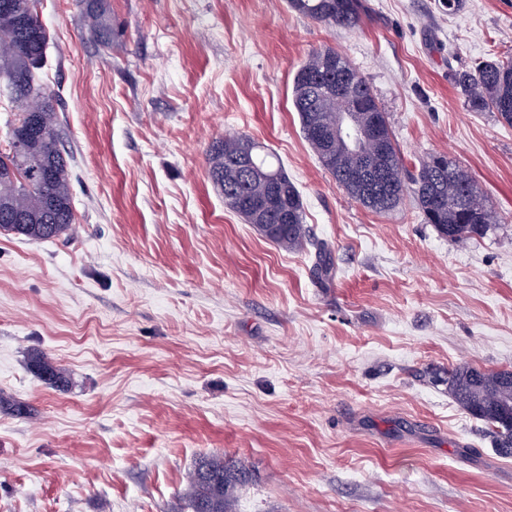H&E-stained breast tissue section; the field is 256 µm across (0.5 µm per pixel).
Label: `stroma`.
<instances>
[{
  "label": "stroma",
  "instance_id": "1",
  "mask_svg": "<svg viewBox=\"0 0 512 512\" xmlns=\"http://www.w3.org/2000/svg\"><path fill=\"white\" fill-rule=\"evenodd\" d=\"M344 30L288 0H42L40 83L70 156L76 226L0 233V512H184L206 454L252 478L233 512H512V456L448 393L449 370L512 371V127L451 75L512 52V0H370ZM341 51L409 172L442 153L497 223L448 240L413 199L352 200L303 136L308 54ZM245 134L297 187L314 242H270L224 204L207 149ZM46 354L74 378L43 383ZM83 2L84 12L89 31L100 45L106 47L110 44L112 24L102 0H79ZM29 366L51 388L67 391L74 385L73 379L67 371L57 366L52 360L41 353L33 352L29 356Z\"/></svg>",
  "mask_w": 512,
  "mask_h": 512
}]
</instances>
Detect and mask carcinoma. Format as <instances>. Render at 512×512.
Segmentation results:
<instances>
[{
  "label": "carcinoma",
  "instance_id": "1",
  "mask_svg": "<svg viewBox=\"0 0 512 512\" xmlns=\"http://www.w3.org/2000/svg\"><path fill=\"white\" fill-rule=\"evenodd\" d=\"M11 9L0 8V46L15 48L0 55V77L8 90L9 101L17 118L9 125L8 151H0V232L19 234L31 240H49L67 233L74 223L69 183V160L61 149L60 129L52 99L36 73L42 69L48 42L47 32L38 12L39 0H9ZM89 27L100 45L110 44L112 24L102 0H81ZM290 7L313 21L344 29L360 26L370 17L369 0H289ZM336 53L332 48L315 51L294 78L293 104L298 112L302 133L336 186L363 207L386 213L398 208L405 197L414 198L422 222L431 224L442 236L455 240L482 237L493 223L492 211L480 194L472 176L457 162L441 153L427 155L419 163L417 174L408 178L405 164L391 131L387 156H376L372 165L385 171L389 193L368 199L362 189L347 176L363 165L365 159L336 145L323 155L321 143L309 134L310 117L319 122L333 121L336 100L319 84L327 82L326 58ZM354 85L348 105L356 112L380 110L371 87L349 62ZM454 83L474 112H492L497 120L512 126V54L485 59L453 75ZM247 154L250 166L240 162ZM209 177L224 194V204L247 224L286 250H301L311 242L304 224L299 191L288 179L279 159L254 139L240 135L219 140L208 150ZM48 165L54 171L50 186L39 182V170ZM278 194L288 208V224L276 234L266 225L276 219L259 212L270 195ZM29 366L50 387L68 391L71 375L43 354L29 356ZM448 393L456 404L473 418L485 422L499 441V448L512 455V372L484 371L462 365L448 373ZM0 408L19 417H29L32 410L0 391ZM251 478L248 470L228 463L213 454L199 458L189 477L186 492L190 512H231L230 503L238 486Z\"/></svg>",
  "mask_w": 512,
  "mask_h": 512
}]
</instances>
